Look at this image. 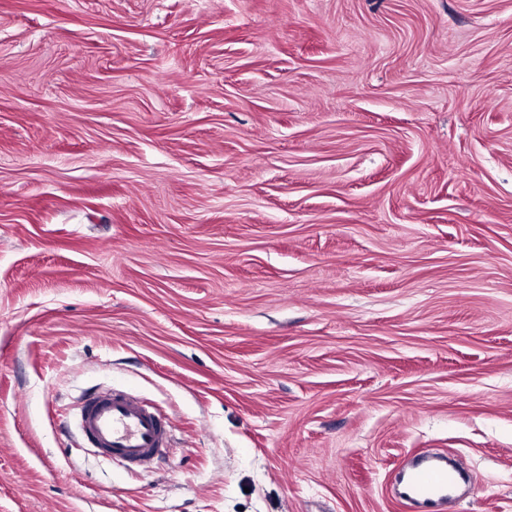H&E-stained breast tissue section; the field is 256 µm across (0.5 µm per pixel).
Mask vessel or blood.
<instances>
[{"label": "vessel or blood", "mask_w": 512, "mask_h": 512, "mask_svg": "<svg viewBox=\"0 0 512 512\" xmlns=\"http://www.w3.org/2000/svg\"><path fill=\"white\" fill-rule=\"evenodd\" d=\"M78 426L104 456L134 464L153 461L170 444L166 422L125 392L88 397L80 408ZM452 485L447 466L421 458L411 466L406 496L431 504L445 500Z\"/></svg>", "instance_id": "1"}]
</instances>
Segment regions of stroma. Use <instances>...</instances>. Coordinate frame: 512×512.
<instances>
[{
    "label": "stroma",
    "mask_w": 512,
    "mask_h": 512,
    "mask_svg": "<svg viewBox=\"0 0 512 512\" xmlns=\"http://www.w3.org/2000/svg\"><path fill=\"white\" fill-rule=\"evenodd\" d=\"M428 451L512 512V0H0V512H412ZM78 426L104 456L134 464L153 461L170 444L166 422L125 392L88 397L80 408Z\"/></svg>",
    "instance_id": "35a3bbf8"
}]
</instances>
